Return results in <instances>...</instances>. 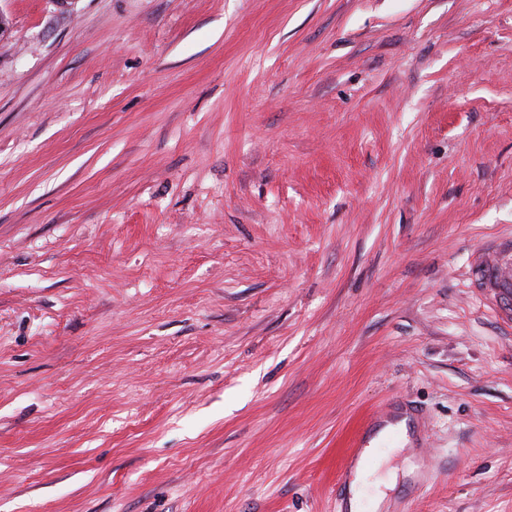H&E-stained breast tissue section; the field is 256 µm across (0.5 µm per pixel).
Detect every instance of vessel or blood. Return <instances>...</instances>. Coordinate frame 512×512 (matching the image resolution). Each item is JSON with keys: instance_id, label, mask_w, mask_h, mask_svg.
I'll use <instances>...</instances> for the list:
<instances>
[{"instance_id": "b4317fda", "label": "vessel or blood", "mask_w": 512, "mask_h": 512, "mask_svg": "<svg viewBox=\"0 0 512 512\" xmlns=\"http://www.w3.org/2000/svg\"><path fill=\"white\" fill-rule=\"evenodd\" d=\"M471 285L502 312H512V241L478 252L470 266Z\"/></svg>"}]
</instances>
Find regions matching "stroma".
Here are the masks:
<instances>
[{"label":"stroma","mask_w":512,"mask_h":512,"mask_svg":"<svg viewBox=\"0 0 512 512\" xmlns=\"http://www.w3.org/2000/svg\"><path fill=\"white\" fill-rule=\"evenodd\" d=\"M512 0H0V512H512ZM470 280L472 288L508 318L512 312V240L478 252L471 262ZM393 429H400L402 431V438L407 441L408 426L407 418L403 417L399 419L394 425H388L381 430L377 436L370 442L367 448H364V452L361 459L357 462L356 466L351 475L349 481V497L347 499V508L350 512H363L364 509H372L373 512L379 511L383 507V501L386 496L385 492L380 489L381 486L389 488L396 482L397 474L395 472H388L385 477H380L377 481V492L366 504L364 501V486L367 477L372 474L373 470L367 466L366 461L372 458L377 448H372L376 443L383 441L388 435L389 431Z\"/></svg>","instance_id":"35a3bbf8"}]
</instances>
